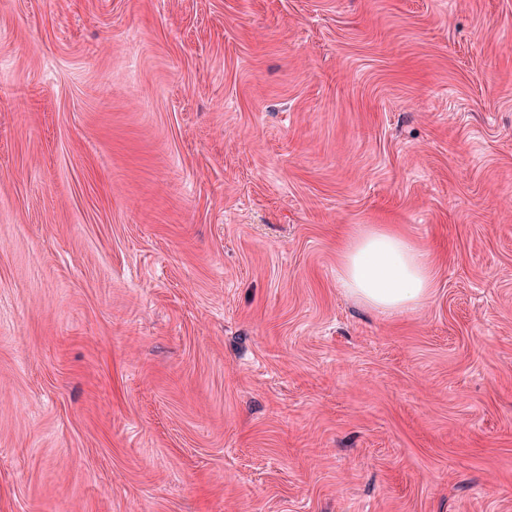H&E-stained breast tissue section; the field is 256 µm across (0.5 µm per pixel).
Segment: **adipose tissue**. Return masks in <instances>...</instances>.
Here are the masks:
<instances>
[{
	"mask_svg": "<svg viewBox=\"0 0 512 512\" xmlns=\"http://www.w3.org/2000/svg\"><path fill=\"white\" fill-rule=\"evenodd\" d=\"M337 278L355 301L384 313L419 307L435 286L427 252L389 224L362 226L347 235Z\"/></svg>",
	"mask_w": 512,
	"mask_h": 512,
	"instance_id": "adipose-tissue-1",
	"label": "adipose tissue"
}]
</instances>
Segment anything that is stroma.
Returning a JSON list of instances; mask_svg holds the SVG:
<instances>
[{
  "label": "stroma",
  "mask_w": 512,
  "mask_h": 512,
  "mask_svg": "<svg viewBox=\"0 0 512 512\" xmlns=\"http://www.w3.org/2000/svg\"><path fill=\"white\" fill-rule=\"evenodd\" d=\"M0 512H512V0H0ZM337 278L355 301L384 313L419 307L435 286L428 253L391 224H370L347 235Z\"/></svg>",
  "instance_id": "stroma-1"
}]
</instances>
